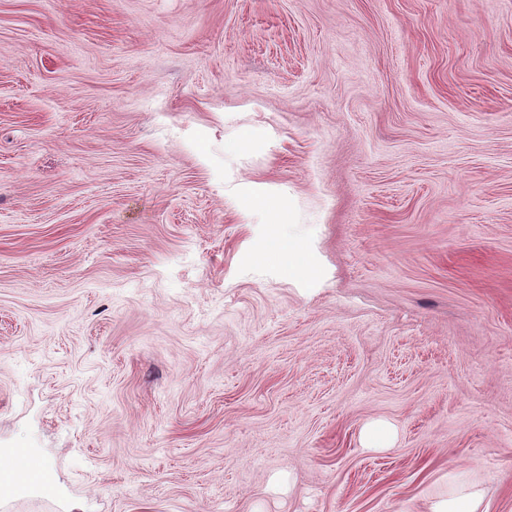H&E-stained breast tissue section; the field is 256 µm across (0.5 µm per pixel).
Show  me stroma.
Instances as JSON below:
<instances>
[{
    "label": "stroma",
    "mask_w": 512,
    "mask_h": 512,
    "mask_svg": "<svg viewBox=\"0 0 512 512\" xmlns=\"http://www.w3.org/2000/svg\"><path fill=\"white\" fill-rule=\"evenodd\" d=\"M0 466V512H512V0H0ZM288 267L295 269L302 276L316 278L319 274L311 260L308 246L305 242L288 240ZM483 495L481 491L463 487L458 493L446 500L437 501L432 512H482Z\"/></svg>",
    "instance_id": "obj_1"
}]
</instances>
